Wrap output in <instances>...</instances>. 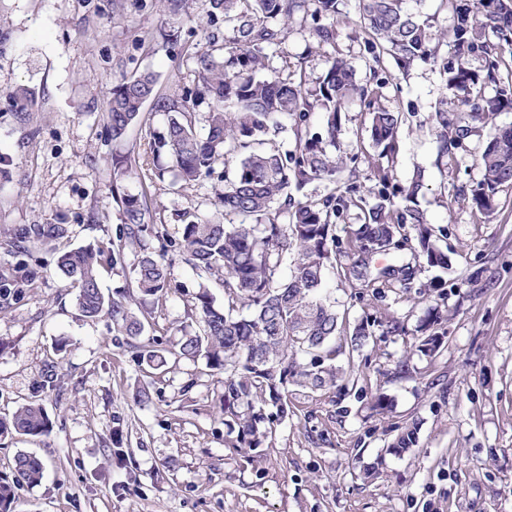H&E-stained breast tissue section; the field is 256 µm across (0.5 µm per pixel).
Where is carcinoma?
<instances>
[{
	"label": "carcinoma",
	"mask_w": 512,
	"mask_h": 512,
	"mask_svg": "<svg viewBox=\"0 0 512 512\" xmlns=\"http://www.w3.org/2000/svg\"><path fill=\"white\" fill-rule=\"evenodd\" d=\"M207 24L218 22L234 32L232 45L217 46L215 37L195 52L196 87L180 95L155 94L156 75L144 70L113 86L105 107L112 140L123 139L148 100L167 116L163 130L149 144L151 159L127 156L118 164L149 166L163 179L173 173L188 187L211 176L217 163L224 165V189L217 194L224 217H254L256 223H225L217 218L200 220L184 213L179 254L199 275L215 276L224 288V304L218 305L209 289L199 288L195 299L196 327L185 331L171 347L152 341L136 346L140 361L159 370L174 359L202 360L213 372L224 375L222 411L232 435L230 447L253 452L263 447L276 427L294 414V391L323 395L355 393L361 375L354 370V356L377 343V338L408 336L405 318L375 311L353 320L336 311L324 294L330 276L353 290L352 297L382 302L411 292L421 264L448 271L452 260L438 245L434 225L419 208L423 176L393 192L394 155L398 150L401 117L396 112L371 108L377 89L361 84L355 64L344 58L327 61L315 90L305 82L290 81L265 72L263 50L279 45L284 30L270 25L288 23L295 16L312 20L310 31L325 41L332 37L322 20L336 16L337 0H208ZM358 26L368 36L370 68L384 64L390 55L405 70L414 62L436 60L430 47L429 25L409 11L406 0H357ZM454 14L455 61L444 67L448 87L466 92L450 101V107L431 114L437 142V161L452 162L466 150V141L489 129L478 155L481 179L450 195L446 208L466 204L480 217L497 208L498 193L512 186V126L499 127L496 117L512 109V83L499 84L496 73L501 53L512 50V0H448ZM481 52L487 60L486 75L469 67V58ZM494 84L493 93L485 88ZM209 105L208 132L195 126L198 101ZM360 101L369 109L368 130L379 149L373 174L380 186L379 199L364 210L363 222L336 236V218L354 201L359 186L339 182L336 175L353 158L332 152L346 107ZM322 109V130L306 124L314 104ZM292 127L298 140L296 155L281 154L268 142L269 131ZM325 180L333 191L317 200L296 197L309 183ZM124 237L136 248L132 265L134 284L143 297H154L171 288L167 251L157 250L150 238H160L147 223L146 198L126 194L121 198ZM69 235L66 224H35L21 235L18 249L30 244H49ZM409 251L411 259L402 258ZM397 255L399 260L380 265L376 256ZM124 261V247L87 245L61 253L57 268L76 289L81 315L105 317L117 336L138 338L145 331V315L137 312L123 294L105 297L99 287L98 268ZM251 310L247 317L236 308ZM448 311L439 305L428 309L416 326L414 341L384 372L390 378L410 379L415 353L434 360L448 334ZM50 420L40 403L31 401L0 420V434L9 430L39 436L49 432ZM419 445V426L413 421L398 429L390 448L399 454ZM45 464L33 454L15 460V480L29 485L41 482ZM0 512H17L11 482L0 478Z\"/></svg>",
	"instance_id": "cac0c4a2"
}]
</instances>
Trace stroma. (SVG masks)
<instances>
[{
    "instance_id": "1",
    "label": "stroma",
    "mask_w": 512,
    "mask_h": 512,
    "mask_svg": "<svg viewBox=\"0 0 512 512\" xmlns=\"http://www.w3.org/2000/svg\"><path fill=\"white\" fill-rule=\"evenodd\" d=\"M409 6L431 19L436 61L402 70L389 59L371 70L357 2L338 0L330 42L293 20L284 42L266 49L265 65L312 87L329 58L350 59L360 81L378 87L376 106L400 113L394 179L403 184L423 171L420 206L444 228L440 244L455 267L444 287L445 347L434 364L415 359L421 375L389 381L382 373L402 355V338L364 348L355 363L391 411H372L351 394L299 397L251 459L226 444L223 384L204 361L146 373L132 339L113 335L107 320L80 316L74 289L56 270L59 251L122 238L120 194L145 195L169 243L181 237L183 212H218L219 177L183 189L115 171L114 158L144 153L166 117L145 105L115 141L104 108L113 85L145 69L155 73L158 95L193 89L196 47L211 34L232 39V30L197 26L208 0H193L175 44L161 36L158 0H0V419L36 401L52 422L44 436L0 435V478L13 477L21 453L46 464L38 485L16 486L18 512H512V188L487 218L464 205L446 208L454 188L480 179L484 143L469 139L455 162L437 165L429 117L454 96L443 70L454 58L453 14L441 0ZM22 87L34 93L25 111L13 102ZM336 143L355 157L362 183L361 202L336 220L342 237L378 190L368 179L377 149L359 103L347 107ZM32 224H65L70 234L19 253L16 234ZM169 272L172 288L152 304L144 332L163 343L188 324L199 286L224 300L219 281L200 279L184 260ZM142 385L149 400L138 404L132 394ZM411 421L419 445L396 454L394 429ZM116 429L130 454L123 466L112 460ZM367 465L376 478H364Z\"/></svg>"
}]
</instances>
